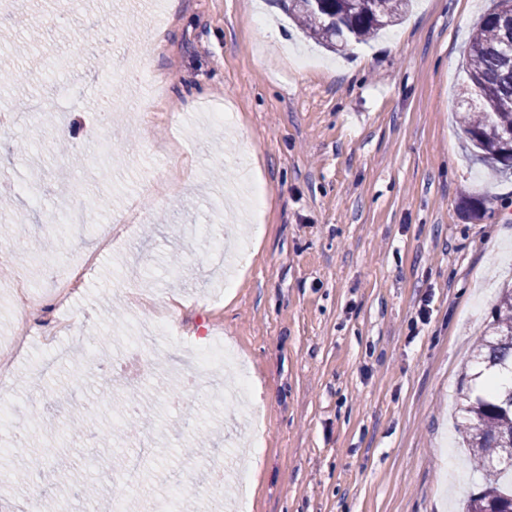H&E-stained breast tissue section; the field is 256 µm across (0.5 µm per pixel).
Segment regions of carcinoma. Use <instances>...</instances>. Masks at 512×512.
Here are the masks:
<instances>
[{
  "label": "carcinoma",
  "instance_id": "carcinoma-1",
  "mask_svg": "<svg viewBox=\"0 0 512 512\" xmlns=\"http://www.w3.org/2000/svg\"><path fill=\"white\" fill-rule=\"evenodd\" d=\"M412 0H286L288 15L308 36L329 50L363 42L393 26ZM462 98L468 104L463 131L482 159L495 169L512 170V0H496L469 40L467 81ZM474 362L485 371L512 374V287L502 289L493 306L485 337L475 347ZM467 447L480 468L482 484L470 496L466 512H507L512 506V386L503 392L464 395Z\"/></svg>",
  "mask_w": 512,
  "mask_h": 512
}]
</instances>
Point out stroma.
Returning <instances> with one entry per match:
<instances>
[{"mask_svg":"<svg viewBox=\"0 0 512 512\" xmlns=\"http://www.w3.org/2000/svg\"><path fill=\"white\" fill-rule=\"evenodd\" d=\"M492 0H414L366 44L334 54L305 39L281 0H19L0 13V223L12 251L0 276V338L22 329L10 289L46 294L68 259L98 252L67 311L76 337L37 327L15 361L0 448V512L15 470L53 446L41 471L57 497V460L99 475L124 460L66 434L70 416L150 406L152 455L138 495L163 501L193 479L172 458L223 470L227 512H448L443 485L476 490L462 466L451 406L472 391L474 343L497 291L512 282V173L488 175L461 132L466 46ZM109 45L102 63L85 41ZM167 78L169 125L185 163L168 168L144 140L149 77ZM55 119L34 135L24 101ZM230 119L212 124L207 114ZM29 143L25 154L14 150ZM478 196L484 215L464 212ZM95 197L97 223L46 232V215ZM55 337L85 371L32 388ZM235 346L213 383L190 388L195 352ZM134 363L132 387L100 362ZM245 372L257 423L222 382ZM61 431L40 432L31 414Z\"/></svg>","mask_w":512,"mask_h":512,"instance_id":"stroma-1","label":"stroma"}]
</instances>
